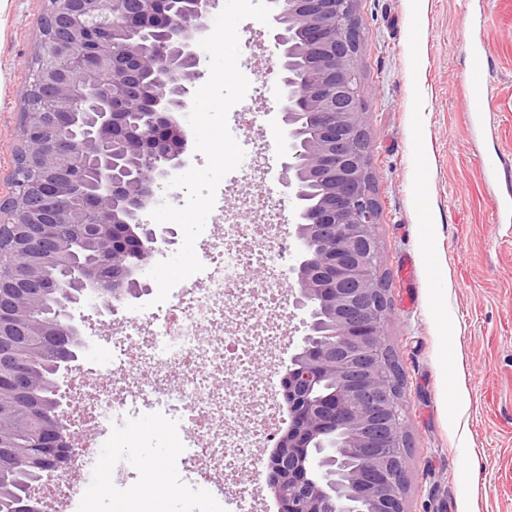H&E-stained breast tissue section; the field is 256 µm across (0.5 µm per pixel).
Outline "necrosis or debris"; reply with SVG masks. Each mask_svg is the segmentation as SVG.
<instances>
[{"label":"necrosis or debris","instance_id":"1","mask_svg":"<svg viewBox=\"0 0 512 512\" xmlns=\"http://www.w3.org/2000/svg\"><path fill=\"white\" fill-rule=\"evenodd\" d=\"M253 206L262 213L259 222L228 220L222 236L211 238L203 285L181 287L175 305L150 317L146 332L120 341L129 374L115 379L101 366L95 388L81 376L71 388L76 428L136 414L142 402L164 415L177 413L181 427L198 435L189 461L200 481L208 482L213 468H220L231 496L242 472L258 467L256 450L281 420L280 400L252 378L251 367L257 353L286 336L276 247L283 218L269 198ZM255 269L268 274L260 290L248 277ZM97 461L96 450L77 449L47 493L57 501L79 498L86 489L84 473Z\"/></svg>","mask_w":512,"mask_h":512}]
</instances>
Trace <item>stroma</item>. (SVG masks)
I'll list each match as a JSON object with an SVG mask.
<instances>
[{
  "mask_svg": "<svg viewBox=\"0 0 512 512\" xmlns=\"http://www.w3.org/2000/svg\"><path fill=\"white\" fill-rule=\"evenodd\" d=\"M47 0H0V204L13 191L15 156L34 62L43 52ZM363 24L358 77L372 144L370 168L380 222L378 276L390 303L388 343L404 374L408 430L407 512H512V223L491 222L492 189L481 160L512 163V0H356ZM481 39L494 72L485 106L488 128L475 134L461 90L467 33ZM239 67L262 62L259 95L228 113L244 150L262 152L259 167L234 170L217 208L238 213L241 198L266 192L285 225L284 267L293 259V206L279 180L288 134L280 121V52L268 26L247 19L238 28ZM156 290L108 315L81 303L74 312L87 366L114 356L122 327L145 322ZM287 340L257 356L253 376L279 383L302 334L285 305ZM459 391L463 413L449 412ZM148 410L112 426L103 459L121 458L126 439L142 442L128 488L147 472L167 469L169 490L154 512H240L224 495L192 490L181 461L194 441L179 443Z\"/></svg>",
  "mask_w": 512,
  "mask_h": 512,
  "instance_id": "35a3bbf8",
  "label": "stroma"
}]
</instances>
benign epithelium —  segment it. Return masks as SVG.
<instances>
[{
	"label": "benign epithelium",
	"instance_id": "7a95c632",
	"mask_svg": "<svg viewBox=\"0 0 512 512\" xmlns=\"http://www.w3.org/2000/svg\"><path fill=\"white\" fill-rule=\"evenodd\" d=\"M355 2H271L281 85L288 88V108L280 116L288 129L281 181L297 201L306 181L325 188L317 207L299 206L293 233V306L306 315L305 334L291 356L298 368L282 385L304 404L276 435L267 462L278 512H324L333 500L336 512H406L407 424L386 339L387 296L377 274L379 208L357 77L362 28ZM111 3L107 13L104 0H48L41 59L51 65L39 66L31 84L35 111L25 113L27 136L18 155L25 179L0 205L27 258L19 263L0 252V277L9 288L0 294V373L11 372L18 389L27 381L25 367L14 363L12 336L35 337L31 349H48L55 358V421L40 427L43 447L17 449L23 458L54 443L73 446L66 434L78 359L73 310L89 291L109 314L147 291L135 268H148L173 231L139 214L154 202L153 186L189 163L176 114L189 108L203 76L198 41L215 0H189L179 14L166 0ZM133 103L148 118L131 128ZM306 109L317 113L318 123L299 143L295 135ZM94 172L105 187H93ZM78 238L93 247L83 260L72 257ZM59 268L77 300L43 321L32 307ZM318 299L329 339L315 344L308 315ZM327 377L339 382L336 393L312 400ZM328 427L343 429L345 438L336 456L312 463L310 442ZM352 455L362 464L341 469V460ZM18 510L54 512V504L36 488Z\"/></svg>",
	"mask_w": 512,
	"mask_h": 512
}]
</instances>
